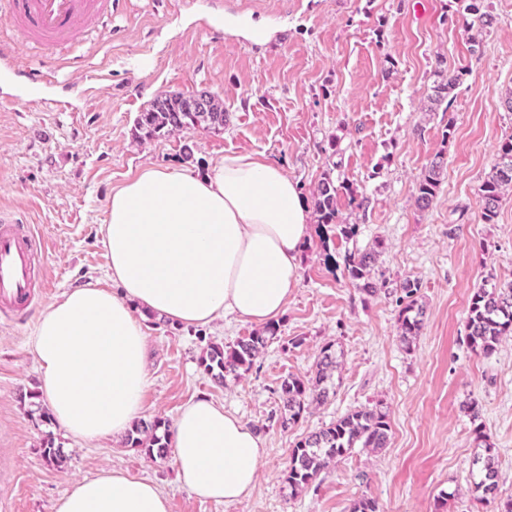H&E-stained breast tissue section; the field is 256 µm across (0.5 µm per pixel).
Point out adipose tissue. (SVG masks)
I'll return each mask as SVG.
<instances>
[{"label":"adipose tissue","instance_id":"ef3b65f1","mask_svg":"<svg viewBox=\"0 0 512 512\" xmlns=\"http://www.w3.org/2000/svg\"><path fill=\"white\" fill-rule=\"evenodd\" d=\"M308 211L279 160L225 155L204 176L147 167L114 189L101 226L108 288H72L29 338L39 394L65 436L116 439L140 417L148 384L146 322L209 326L283 313L300 280ZM265 451L222 404L186 402L172 425L177 477L196 497L248 495ZM52 512H170L165 492L123 469L72 480Z\"/></svg>","mask_w":512,"mask_h":512}]
</instances>
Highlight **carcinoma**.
I'll return each mask as SVG.
<instances>
[{
    "label": "carcinoma",
    "instance_id": "cac0c4a2",
    "mask_svg": "<svg viewBox=\"0 0 512 512\" xmlns=\"http://www.w3.org/2000/svg\"><path fill=\"white\" fill-rule=\"evenodd\" d=\"M458 22L467 34L469 51L480 50V36L496 21L495 15L485 6V0H463ZM432 93L428 95L424 112H434L459 84L463 72L450 70L444 59L437 58L433 69ZM207 108L200 110L193 105L192 96L170 93L156 97L140 112L135 129L150 137H166L188 128L216 131L226 126L229 114L223 103L207 93ZM444 169V158L437 156L426 167L416 186L414 203L420 210L428 209L437 195ZM331 165L322 173L313 189L317 224L321 229L336 231L337 237L346 241L358 235L359 225L342 219L338 199L345 195L348 203L360 207L356 191L346 182L336 180ZM512 192V135L499 146L498 160L491 169L481 189L482 217L485 223H494L499 204L505 192ZM383 250V242L376 240L365 250L348 251L343 257V273L355 282L358 289L373 295L386 287V282L373 278L372 270ZM404 296L400 297L401 308L397 323L399 338L409 349L419 336L425 319V309L419 301L420 284L407 279L401 284ZM279 332L276 323L266 326L232 344L211 343L201 360L204 371L218 383L224 382L229 373L249 371L259 355L267 348ZM512 335V284L499 285L488 280L476 288L471 296L466 317L465 342L476 354L491 355L504 336ZM340 362L334 345H325L316 362L315 376L309 379L290 375L279 389L281 404V426L297 424L312 406L322 405L336 393L334 374ZM391 427L388 414L380 406L351 410L336 421L298 440L291 448L288 467L284 473L285 483L297 494L307 488L318 475L339 458L355 448L378 450L387 447ZM477 445L485 448V454L474 459L476 474L472 475L471 491L481 493L487 503L503 502V512H512V496L503 498L498 482V464L492 453L489 437L479 431ZM128 444L140 448L152 460H163L169 452L168 425L161 420L136 425L128 434Z\"/></svg>",
    "mask_w": 512,
    "mask_h": 512
}]
</instances>
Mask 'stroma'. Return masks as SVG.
Here are the masks:
<instances>
[{
    "label": "stroma",
    "instance_id": "obj_1",
    "mask_svg": "<svg viewBox=\"0 0 512 512\" xmlns=\"http://www.w3.org/2000/svg\"><path fill=\"white\" fill-rule=\"evenodd\" d=\"M117 0L105 20L74 47L57 51L26 111L4 101L20 88L0 77V209L31 225L37 297L0 318V512H51L68 484L104 468L148 478L169 496L170 512H348L361 495L380 512H492L472 495L475 429L490 438L499 482L512 495V336L493 355L464 341L471 295L487 278L512 283V193L494 223L481 214L480 185L512 135V0H492L496 23L470 54L449 17L459 0ZM242 25L267 35L240 38ZM464 69L447 110L422 112L437 57ZM79 94L71 98L68 87ZM208 92L230 120L224 131L186 129L162 139L137 137L135 118L156 96ZM69 98L66 108L56 102ZM452 137H445L446 127ZM193 159H185L184 146ZM228 154L281 160L310 196L337 155L336 174L363 197L343 218L359 225L350 241L311 235L300 252V281L277 317V340L251 370L218 383L201 359L209 343H231L255 323L227 318L207 327L147 323L149 383L142 421L173 422L179 408L207 395L224 404L265 443L258 480L233 503L204 501L183 488L173 459L152 461L125 440L77 442L55 427L37 398L28 346L40 312L66 290L110 287L100 226L113 189L148 166L206 173ZM443 155L433 205L414 193L426 166ZM384 250L375 277L388 289L365 295L328 265L327 254ZM418 281L426 307L412 349L399 341L397 283ZM341 355L335 397L297 425L277 421V391L288 376L311 377L319 352ZM478 404L477 416L464 408ZM388 414L387 448H358L323 470L305 491L284 481L289 452L304 435L361 405ZM61 448L47 463L46 441Z\"/></svg>",
    "mask_w": 512,
    "mask_h": 512
}]
</instances>
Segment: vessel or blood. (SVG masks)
I'll use <instances>...</instances> for the list:
<instances>
[{
    "label": "vessel or blood",
    "instance_id": "1",
    "mask_svg": "<svg viewBox=\"0 0 512 512\" xmlns=\"http://www.w3.org/2000/svg\"><path fill=\"white\" fill-rule=\"evenodd\" d=\"M7 23L31 45L47 51L80 44L111 12L112 0H9ZM0 74L24 88L43 82L38 69H19L9 46L0 43ZM34 236L30 226L0 214V309L25 308L34 297Z\"/></svg>",
    "mask_w": 512,
    "mask_h": 512
}]
</instances>
